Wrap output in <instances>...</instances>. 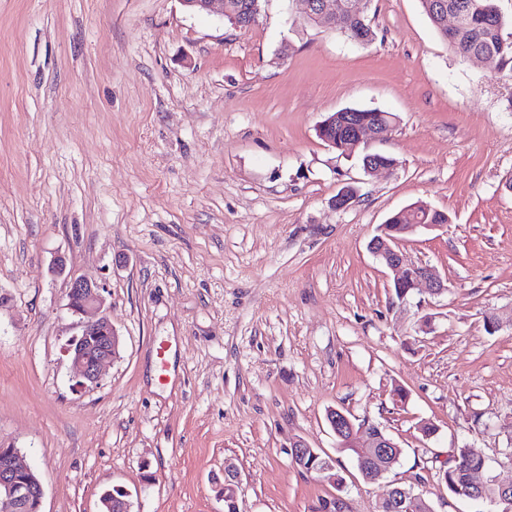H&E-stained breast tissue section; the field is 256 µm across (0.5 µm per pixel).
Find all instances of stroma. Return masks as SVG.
I'll return each mask as SVG.
<instances>
[{"label":"stroma","mask_w":512,"mask_h":512,"mask_svg":"<svg viewBox=\"0 0 512 512\" xmlns=\"http://www.w3.org/2000/svg\"><path fill=\"white\" fill-rule=\"evenodd\" d=\"M357 6L368 45L290 23L298 0H261L247 29L179 0H0V444L42 512H98L116 486L132 512H224L228 460L238 512L334 494L377 512L397 485L504 512L439 472L465 446L512 482V77L456 56L420 0ZM345 107L396 115L370 148L397 167L365 174L319 138ZM419 200L450 221L399 249L448 289L401 301L368 244ZM84 276L121 346L79 393L66 293ZM332 408L383 427L393 471L368 481L337 451ZM299 440L342 492L293 462Z\"/></svg>","instance_id":"35a3bbf8"}]
</instances>
